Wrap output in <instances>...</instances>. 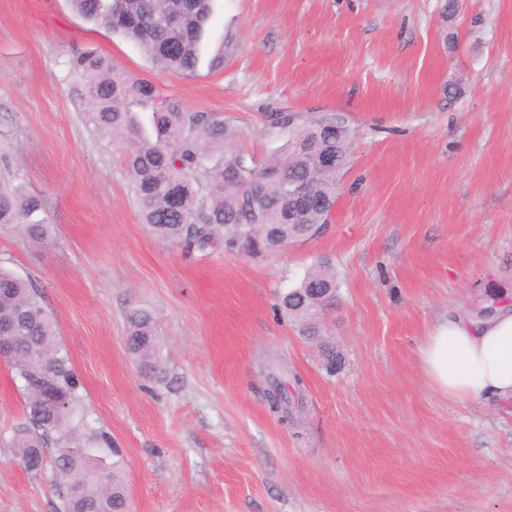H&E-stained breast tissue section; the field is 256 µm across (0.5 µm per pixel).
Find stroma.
<instances>
[{
	"label": "stroma",
	"instance_id": "stroma-1",
	"mask_svg": "<svg viewBox=\"0 0 512 512\" xmlns=\"http://www.w3.org/2000/svg\"><path fill=\"white\" fill-rule=\"evenodd\" d=\"M213 0L189 75L68 0H0V176L43 202L44 242L0 226V265L42 290L95 426L123 455L130 512H512V402H450L420 352L449 310L512 294V0ZM234 32L223 70L207 58ZM92 51L258 160L332 118L352 133L325 231L267 257L187 256L141 223L119 151L87 126L69 60ZM340 298L315 341L274 306L314 263ZM157 311L167 376L126 317ZM291 403L281 422L270 383ZM24 396L0 359V512H56L10 444Z\"/></svg>",
	"mask_w": 512,
	"mask_h": 512
}]
</instances>
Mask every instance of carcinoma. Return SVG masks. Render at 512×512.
Wrapping results in <instances>:
<instances>
[{
    "label": "carcinoma",
    "mask_w": 512,
    "mask_h": 512,
    "mask_svg": "<svg viewBox=\"0 0 512 512\" xmlns=\"http://www.w3.org/2000/svg\"><path fill=\"white\" fill-rule=\"evenodd\" d=\"M212 0H70L83 19L135 42L166 70L190 73L199 64L200 43ZM236 50L228 34L211 57L224 67ZM76 95L85 102L89 126L116 146L142 222L159 238L184 251L205 253L223 245L247 256L280 251L318 235L336 205L339 171L349 159L350 133L341 123L319 118L292 128L284 151L259 166L242 147L231 122L214 112L188 111L157 87L114 67L97 53L69 62ZM151 107L150 127L131 111ZM338 155V169L320 171L319 156ZM306 183L310 199L295 195ZM39 199L0 180V225H20L41 241L47 225L38 218ZM339 282L329 262L310 266L280 296L277 313L313 339L322 335L321 315L336 304ZM0 336L19 351L8 361L22 381L25 422L12 446L27 470H51L57 512H129L123 462L111 435L90 424L83 383L57 340V322L41 290L0 267ZM127 347L146 377L164 373L162 336L153 311L135 309L127 319Z\"/></svg>",
    "instance_id": "cac0c4a2"
}]
</instances>
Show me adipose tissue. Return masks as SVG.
<instances>
[{
  "mask_svg": "<svg viewBox=\"0 0 512 512\" xmlns=\"http://www.w3.org/2000/svg\"><path fill=\"white\" fill-rule=\"evenodd\" d=\"M421 363L449 401H512V302L480 317L449 311L430 329Z\"/></svg>",
  "mask_w": 512,
  "mask_h": 512,
  "instance_id": "1",
  "label": "adipose tissue"
}]
</instances>
